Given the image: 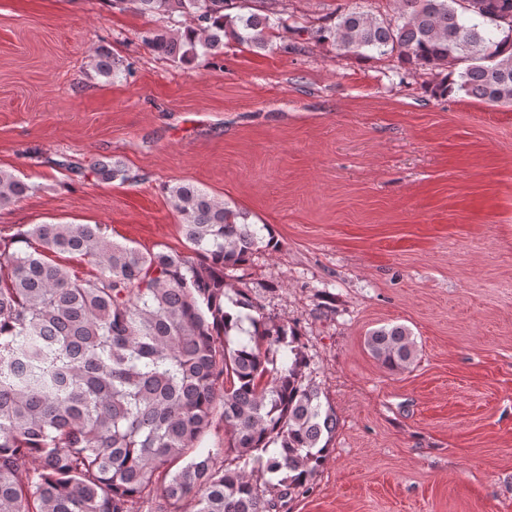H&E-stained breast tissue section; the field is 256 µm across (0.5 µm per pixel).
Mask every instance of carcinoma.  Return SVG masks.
<instances>
[{"label":"carcinoma","instance_id":"obj_1","mask_svg":"<svg viewBox=\"0 0 512 512\" xmlns=\"http://www.w3.org/2000/svg\"><path fill=\"white\" fill-rule=\"evenodd\" d=\"M264 0L131 2L157 21L188 17L182 32L154 30L151 51L184 66L224 54L232 38L268 49L284 10ZM343 53L390 56L434 73L431 93L457 91L512 104V0H399L385 16L349 8L309 30ZM100 76L119 68L107 53ZM72 173L126 179L119 161ZM35 186L0 170V207ZM191 256L143 252L110 241L100 224H35L32 250L0 247V512H272L252 482L259 469L284 497L304 490L330 450L334 411L307 379L295 327L266 320L231 272L277 242L268 224L193 183L168 188ZM67 252L99 268L81 280L48 260ZM390 371L415 359L407 328L367 337ZM224 420L225 455L199 444ZM30 476L21 478V470Z\"/></svg>","mask_w":512,"mask_h":512}]
</instances>
